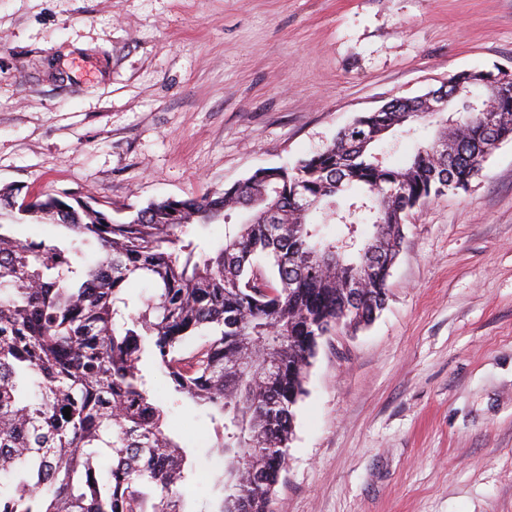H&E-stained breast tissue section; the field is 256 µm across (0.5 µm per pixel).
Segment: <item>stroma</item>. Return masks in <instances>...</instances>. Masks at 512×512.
<instances>
[{
	"label": "stroma",
	"mask_w": 512,
	"mask_h": 512,
	"mask_svg": "<svg viewBox=\"0 0 512 512\" xmlns=\"http://www.w3.org/2000/svg\"><path fill=\"white\" fill-rule=\"evenodd\" d=\"M472 69L512 72V0H0V187L220 191ZM404 232L383 308L319 346L273 512H512V141ZM167 428L215 503L205 410Z\"/></svg>",
	"instance_id": "1"
}]
</instances>
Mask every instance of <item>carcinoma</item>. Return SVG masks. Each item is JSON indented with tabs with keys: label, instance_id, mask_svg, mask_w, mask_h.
<instances>
[{
	"label": "carcinoma",
	"instance_id": "carcinoma-1",
	"mask_svg": "<svg viewBox=\"0 0 512 512\" xmlns=\"http://www.w3.org/2000/svg\"><path fill=\"white\" fill-rule=\"evenodd\" d=\"M486 76L452 75L442 91L460 103L446 116L422 96L395 99L293 166L121 218L67 195L19 201L20 190L0 189V512H196L180 491L193 474L186 449L148 387L156 370L169 404L208 410L211 448L234 470L245 512H272L320 340L373 320L409 214L466 188L512 139V78L485 98ZM438 122L446 159L426 138L402 163L376 150L396 127ZM26 220L66 233L21 239ZM216 223L217 244L194 232ZM362 224L374 229L364 253L319 261ZM138 277L150 297L132 293ZM267 361L271 376L241 373Z\"/></svg>",
	"mask_w": 512,
	"mask_h": 512
}]
</instances>
